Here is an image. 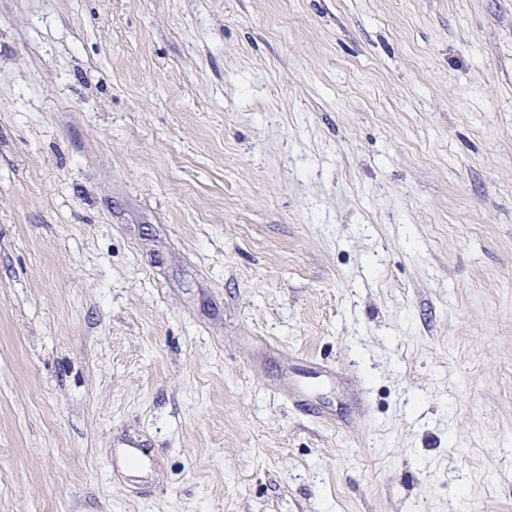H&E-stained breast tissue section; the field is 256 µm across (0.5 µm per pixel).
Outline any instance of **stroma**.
I'll return each mask as SVG.
<instances>
[{
  "label": "stroma",
  "instance_id": "1",
  "mask_svg": "<svg viewBox=\"0 0 512 512\" xmlns=\"http://www.w3.org/2000/svg\"><path fill=\"white\" fill-rule=\"evenodd\" d=\"M0 512H512V0H0Z\"/></svg>",
  "mask_w": 512,
  "mask_h": 512
}]
</instances>
